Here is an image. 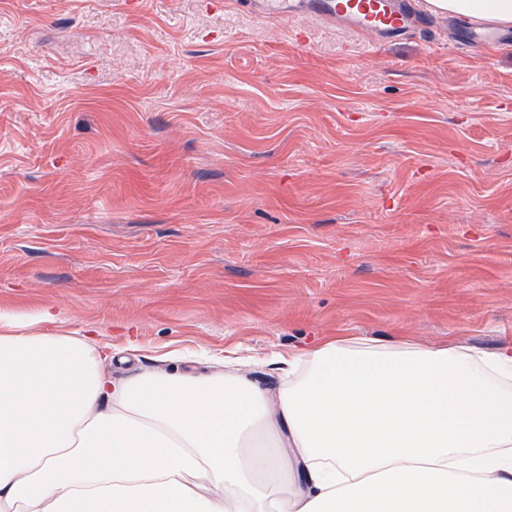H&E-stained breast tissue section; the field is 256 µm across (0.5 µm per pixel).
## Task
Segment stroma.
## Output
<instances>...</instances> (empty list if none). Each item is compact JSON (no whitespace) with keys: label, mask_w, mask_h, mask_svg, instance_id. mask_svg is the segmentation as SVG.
<instances>
[{"label":"stroma","mask_w":512,"mask_h":512,"mask_svg":"<svg viewBox=\"0 0 512 512\" xmlns=\"http://www.w3.org/2000/svg\"><path fill=\"white\" fill-rule=\"evenodd\" d=\"M123 379L324 336L512 346V44L235 0H0V311Z\"/></svg>","instance_id":"obj_1"}]
</instances>
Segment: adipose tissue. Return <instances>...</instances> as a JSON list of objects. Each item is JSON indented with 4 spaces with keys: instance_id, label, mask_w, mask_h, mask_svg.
Here are the masks:
<instances>
[{
    "instance_id": "obj_1",
    "label": "adipose tissue",
    "mask_w": 512,
    "mask_h": 512,
    "mask_svg": "<svg viewBox=\"0 0 512 512\" xmlns=\"http://www.w3.org/2000/svg\"><path fill=\"white\" fill-rule=\"evenodd\" d=\"M512 24V0H429ZM0 312V512H512V349L336 336L113 379L112 346Z\"/></svg>"
}]
</instances>
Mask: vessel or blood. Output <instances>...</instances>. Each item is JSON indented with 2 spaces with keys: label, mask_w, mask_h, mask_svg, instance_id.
I'll return each mask as SVG.
<instances>
[{
  "label": "vessel or blood",
  "mask_w": 512,
  "mask_h": 512,
  "mask_svg": "<svg viewBox=\"0 0 512 512\" xmlns=\"http://www.w3.org/2000/svg\"><path fill=\"white\" fill-rule=\"evenodd\" d=\"M246 6L257 16L302 11L323 21L345 23L375 44L408 35L430 15L425 0H247ZM511 37L486 24L467 25L459 35L462 42L478 45Z\"/></svg>",
  "instance_id": "vessel-or-blood-1"
}]
</instances>
